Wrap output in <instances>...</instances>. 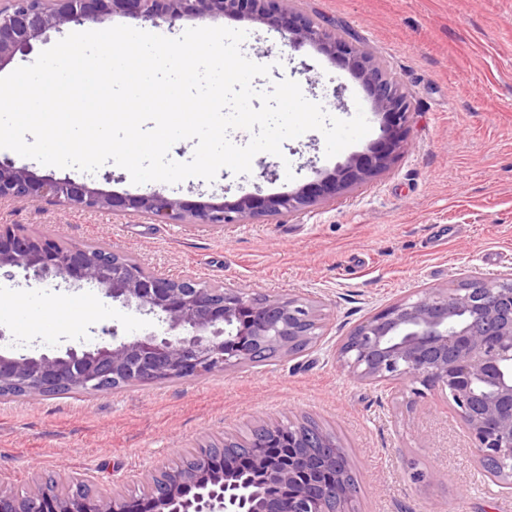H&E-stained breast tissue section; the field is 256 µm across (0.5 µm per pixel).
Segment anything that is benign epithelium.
<instances>
[{
	"mask_svg": "<svg viewBox=\"0 0 512 512\" xmlns=\"http://www.w3.org/2000/svg\"><path fill=\"white\" fill-rule=\"evenodd\" d=\"M0 7V66L32 48L48 31L71 24L102 25L123 14L155 26L183 18L238 16L276 26L290 46L315 44L354 71L382 115L380 135L325 177L291 192L246 194L233 203H195L160 191L116 195L69 178L39 176L0 162V200L53 202L67 209L120 211L157 224L222 227L273 215L298 216L336 200L390 169L410 122L408 94L386 77L368 50L336 36L292 0H7ZM99 288L113 301L152 314L166 334L112 340L93 350L56 355L0 352V389L22 386L28 396L71 388H108L186 380L253 363L260 351L294 358L316 345L329 314L318 300L271 299L245 288L207 286L194 277L160 278L123 251L94 254L85 244L42 236L19 224H0V269ZM336 362L366 383L397 382L449 392L479 462L503 491H512V271L494 278L463 276L446 289L426 288L357 323L336 348ZM215 454L202 445L192 466L168 467L151 477L148 512H359L357 486L343 447L322 428L263 424L244 443L224 442ZM283 486V499L259 484ZM140 500L114 493L64 495L53 476L21 497L0 488V512H138Z\"/></svg>",
	"mask_w": 512,
	"mask_h": 512,
	"instance_id": "7a95c632",
	"label": "benign epithelium"
}]
</instances>
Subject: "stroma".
<instances>
[{"mask_svg":"<svg viewBox=\"0 0 512 512\" xmlns=\"http://www.w3.org/2000/svg\"><path fill=\"white\" fill-rule=\"evenodd\" d=\"M297 10L342 25L411 100L405 147L391 168L336 201L297 217L269 216L210 228L157 224L143 216L5 202L0 224L76 244L130 253L154 273L192 275L272 298L324 301L326 336L301 356L279 357L180 381L110 393L74 392L0 400V488L25 492L62 472L102 491L139 496L151 476L202 444L241 440L259 421H311L335 433L357 480L360 512H512L481 466L451 399L434 389L412 397L340 369L342 336L371 310L454 275L512 271V0H295ZM207 26L247 31L242 53L269 66L260 91L291 79L306 99L348 120L366 110L369 133L334 157L311 130L261 152L251 171L193 177L166 194L233 202L255 191L288 192L332 172L378 137L380 116L361 81L315 47L286 46L267 25L234 16ZM0 161L120 194L132 183L106 163L96 173L48 167L0 149ZM277 172L261 179L263 167ZM0 349L12 353L93 349L103 329L131 339L158 329L152 317L98 289L55 277L0 271Z\"/></svg>","mask_w":512,"mask_h":512,"instance_id":"stroma-1","label":"stroma"}]
</instances>
